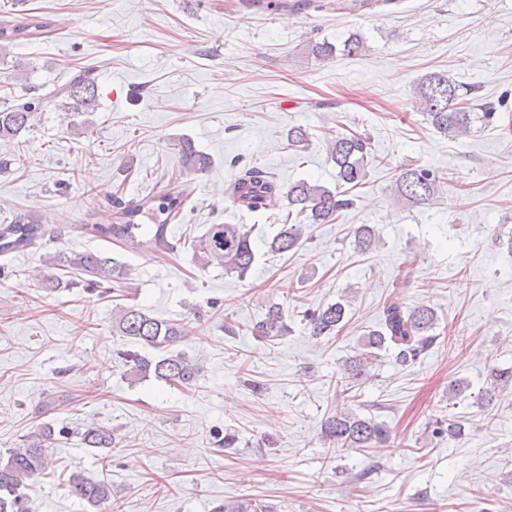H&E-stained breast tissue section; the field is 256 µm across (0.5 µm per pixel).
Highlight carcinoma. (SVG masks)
Wrapping results in <instances>:
<instances>
[{"label": "carcinoma", "mask_w": 512, "mask_h": 512, "mask_svg": "<svg viewBox=\"0 0 512 512\" xmlns=\"http://www.w3.org/2000/svg\"><path fill=\"white\" fill-rule=\"evenodd\" d=\"M45 33L43 26L32 22L25 26H0V42H11L21 37ZM61 97L68 101L73 112H93L97 107L98 88L94 78L83 73L48 99ZM416 103L431 124L440 132L462 136L470 132L473 123L489 121L493 107L466 99L460 87L445 73L429 74L416 92ZM40 104H4L0 106V143L11 142L33 127V118ZM183 162L197 172L205 171L209 158L199 152L193 141L182 138L176 143ZM370 139L360 134L338 136L328 145V154L336 167L340 185L354 189L367 176L366 162L370 157ZM436 176L426 168L407 167L395 180L398 196L412 204H425L434 195ZM229 197L238 206L258 212L279 206L281 198L288 202V212L278 233L269 243L270 250L285 253L301 245L307 224H328L340 212L354 204V200L339 191L313 181L301 180L282 192L273 177L257 165L243 166L233 181ZM186 197L184 190L171 189L157 197H150L134 205L115 204L116 217L112 224H95L93 232L102 238L140 246L138 236L154 231L152 240L161 250H172L176 244L167 239L168 225L182 212ZM46 227L41 217L20 215L10 224H0V255L23 251L42 240ZM355 248L370 252L378 244L376 230L368 224L358 227L354 234ZM198 261L204 265H219L225 273L244 277L252 268L256 254L250 236L239 224H210L203 235L190 242ZM54 264L79 270L88 278L69 281V288H83L90 294L103 295L122 286L129 279L130 269L125 265L93 252L58 253ZM348 304L336 302L305 316L313 336H330L339 332L347 316ZM435 309L428 305L405 308L399 299H393L383 311L380 328L364 338V352L345 359L342 376L353 382L369 376V368L377 359V352L393 346L403 365L414 362L434 342L431 334L437 325ZM116 330L132 343L159 351L148 357L138 350H126L120 359L132 381L154 377L169 384L187 387L196 381L198 364L175 350V346L191 334L189 322H167L149 316L141 308L126 306L118 310L113 320ZM290 333V326L280 307L272 305L264 318L253 327V334L262 341L275 342ZM321 433L334 448H369L384 442L389 436L387 427L373 418L362 417L350 410H338L321 424ZM87 448H110L115 442L112 429L91 423L77 432ZM55 441V429L43 424L38 431L23 439L22 444L7 451V459L0 461V512H30L23 488L26 481L46 476L54 471L50 448ZM69 494L84 501L91 512H102L112 499L111 485L101 479L73 471L65 479ZM216 512H271L260 501L248 500L219 505Z\"/></svg>", "instance_id": "1"}]
</instances>
